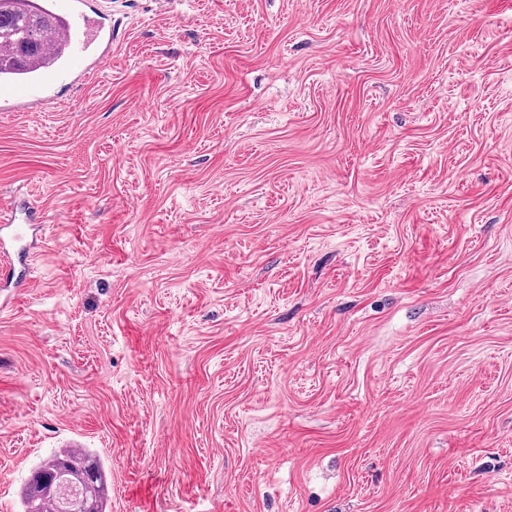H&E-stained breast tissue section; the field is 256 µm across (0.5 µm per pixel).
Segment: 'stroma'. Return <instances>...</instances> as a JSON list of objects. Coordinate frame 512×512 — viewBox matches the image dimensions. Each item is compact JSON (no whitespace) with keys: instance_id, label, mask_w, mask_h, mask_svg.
<instances>
[{"instance_id":"obj_1","label":"stroma","mask_w":512,"mask_h":512,"mask_svg":"<svg viewBox=\"0 0 512 512\" xmlns=\"http://www.w3.org/2000/svg\"><path fill=\"white\" fill-rule=\"evenodd\" d=\"M0 112V512H512V0H98ZM82 444L72 443L69 448H78L75 450H57L48 458L40 462V464L34 469V472L23 488L20 495V512H63L58 510V504L60 503V492L55 491L51 493L46 488L38 486L37 475L42 471L50 468L61 461H70L57 467L55 477L60 481L64 482L68 479L66 477L74 475L75 469L82 471V477L85 479L86 474L78 467L84 462H90L93 464L97 471V478L94 482L84 485L80 480L77 482L80 485V497L81 499L87 498L94 502L96 511L94 512H107L108 508V481L106 470L103 467L100 459L92 453L88 448H81Z\"/></svg>"}]
</instances>
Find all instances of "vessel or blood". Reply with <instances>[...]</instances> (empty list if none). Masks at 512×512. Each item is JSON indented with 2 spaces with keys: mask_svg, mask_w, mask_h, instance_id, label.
<instances>
[{
  "mask_svg": "<svg viewBox=\"0 0 512 512\" xmlns=\"http://www.w3.org/2000/svg\"><path fill=\"white\" fill-rule=\"evenodd\" d=\"M31 12L58 20L51 37L63 46L49 64L24 68L0 77V111L23 112L45 101L64 80L85 81L112 45V25L96 0H31Z\"/></svg>",
  "mask_w": 512,
  "mask_h": 512,
  "instance_id": "1",
  "label": "vessel or blood"
}]
</instances>
